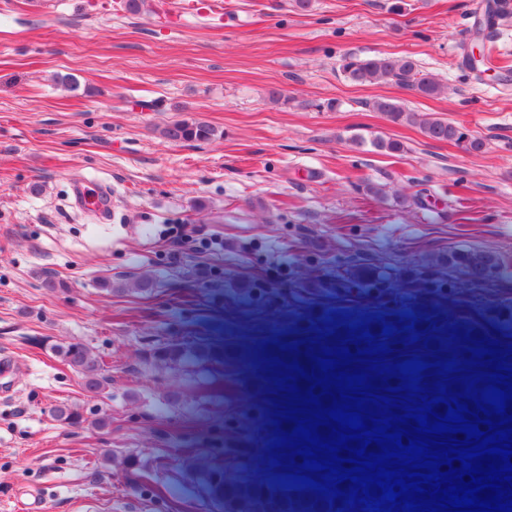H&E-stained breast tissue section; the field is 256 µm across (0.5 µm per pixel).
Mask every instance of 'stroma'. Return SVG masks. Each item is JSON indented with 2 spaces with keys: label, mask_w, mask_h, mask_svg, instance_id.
Returning <instances> with one entry per match:
<instances>
[{
  "label": "stroma",
  "mask_w": 512,
  "mask_h": 512,
  "mask_svg": "<svg viewBox=\"0 0 512 512\" xmlns=\"http://www.w3.org/2000/svg\"><path fill=\"white\" fill-rule=\"evenodd\" d=\"M223 2L222 21L161 24L157 0H0V512H222L201 463L278 479L265 352L334 312H413L442 351L452 326L512 342V0L477 74L461 61L487 0ZM347 54L412 57L443 90L352 82ZM379 98L484 148L392 123ZM185 118L216 137H163ZM84 178L111 185L108 221L73 206ZM473 249L499 273L449 264ZM170 337L200 359L147 368ZM69 343L103 360L102 392L56 356ZM61 403L79 420H54ZM372 108L384 114L392 123L407 122L417 125L422 134L432 140L454 142L468 151H480L483 148V142L469 137L462 125L448 119L413 112L396 99H377L373 101Z\"/></svg>",
  "instance_id": "1"
}]
</instances>
